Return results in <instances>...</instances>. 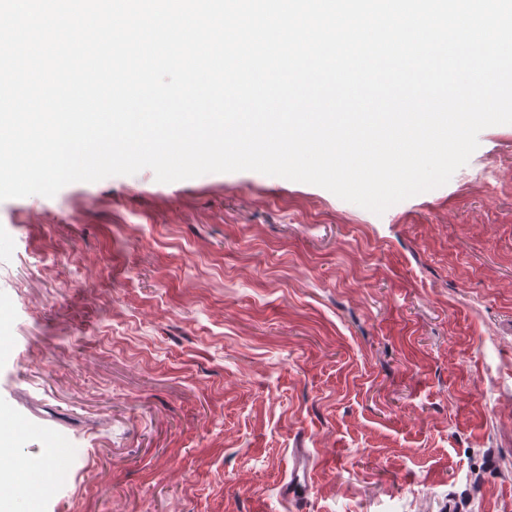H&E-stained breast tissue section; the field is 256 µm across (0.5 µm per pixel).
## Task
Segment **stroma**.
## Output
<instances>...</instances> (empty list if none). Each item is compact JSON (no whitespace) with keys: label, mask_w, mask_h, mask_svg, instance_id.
Instances as JSON below:
<instances>
[{"label":"stroma","mask_w":512,"mask_h":512,"mask_svg":"<svg viewBox=\"0 0 512 512\" xmlns=\"http://www.w3.org/2000/svg\"><path fill=\"white\" fill-rule=\"evenodd\" d=\"M0 345L37 512H512V125L380 215L253 171L0 201Z\"/></svg>","instance_id":"1"}]
</instances>
